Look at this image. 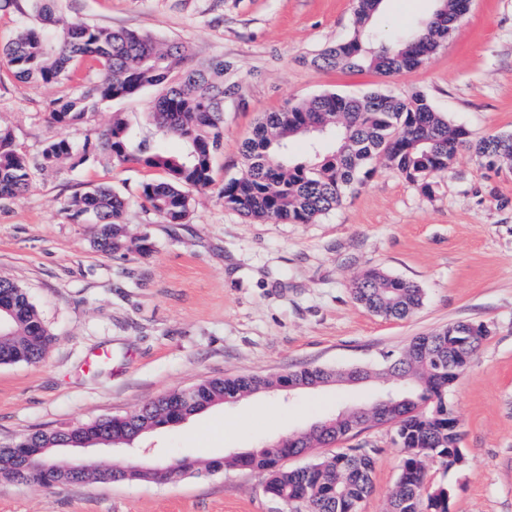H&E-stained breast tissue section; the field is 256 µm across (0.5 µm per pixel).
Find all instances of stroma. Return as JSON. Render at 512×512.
Instances as JSON below:
<instances>
[{"mask_svg": "<svg viewBox=\"0 0 512 512\" xmlns=\"http://www.w3.org/2000/svg\"><path fill=\"white\" fill-rule=\"evenodd\" d=\"M436 7L437 0H383L372 24L394 40L416 32ZM59 8L101 27L183 42L195 64L224 58L244 91L224 104L213 183L193 193L186 223H162L146 209L141 187L160 171L103 154L76 167L33 169L23 195L0 201V275L27 290L53 333L40 363L0 365V445L123 415L212 378L301 366L377 369L414 337L483 323L491 334L448 395L466 463L448 470L426 458L425 479L448 488V512H512V173L496 174L464 150L428 196L377 161L340 206L311 224L251 222L219 198L241 172L240 145L257 118L324 92L419 91L474 138L512 133V0H473L423 65L388 77L310 63L351 36L355 0H59ZM78 88L75 79L44 84L0 68V125L19 152L37 157L60 137L82 143L116 115L154 136L151 89L106 102L78 125L49 123L51 102ZM98 183L126 198L127 232L146 238L149 254L102 253L94 224L72 218L71 198ZM375 269L419 285L422 307L393 320L359 305L351 282ZM368 395L364 383L259 392L81 459L103 468L220 460L364 405ZM341 446L374 450V490L359 512H387L402 460L390 426L321 452ZM263 486L260 474L238 467L164 484L46 491L0 479V512H287Z\"/></svg>", "mask_w": 512, "mask_h": 512, "instance_id": "obj_1", "label": "stroma"}]
</instances>
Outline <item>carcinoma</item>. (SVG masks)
<instances>
[{
	"instance_id": "1",
	"label": "carcinoma",
	"mask_w": 512,
	"mask_h": 512,
	"mask_svg": "<svg viewBox=\"0 0 512 512\" xmlns=\"http://www.w3.org/2000/svg\"><path fill=\"white\" fill-rule=\"evenodd\" d=\"M56 2L0 0V10L31 12L40 19L39 27L25 28L0 45V63L19 78L45 84L72 78L79 64L89 65L93 77L85 79L78 93L49 107V120L61 128L81 122L107 101L154 89L153 125L159 135L178 140L182 149L165 152L116 116L96 139L78 146L61 137L32 160L14 148L10 131L0 126V200L24 194L35 167L49 169L65 161L76 166L104 153L116 164L137 163L162 171L163 178L142 186L144 206L165 224L186 223L192 207L189 190L203 191L213 182L212 158L224 141V102L240 90L239 84L224 82L232 63L215 57L189 67L188 48L181 42H160L148 33L112 30L77 17L65 20L57 14ZM381 3L356 0L353 35L322 50L311 63L322 69H368L381 75L414 69L452 35L472 6V0H440L441 22L435 24L429 18L415 34L396 44L382 40L370 27ZM299 137L310 139V150L307 158L295 160L288 154L289 143ZM466 147L473 148L490 170L512 168V134L474 143L464 127L450 124L421 92L405 97L382 92L362 97L323 93L265 113L241 143L243 168L224 182L220 198L224 207L250 220L310 224L335 209L378 158L430 195L435 178L448 172ZM125 208V199L103 184L87 187L68 205L74 219L85 214L95 217L94 244L100 251L149 253L152 245L147 239L128 235ZM351 293L368 311L392 319L410 316L424 300L417 284L382 271L357 278ZM0 306L6 309L0 364L40 362L52 334L27 292L3 276ZM461 330H468V324H452L413 338L381 372L396 381L407 378L406 386L397 393L384 388L371 395L369 411L338 415L328 427L311 428L294 440L278 438L256 452L228 457L224 465L245 464L262 474L266 493L286 503L288 512H354L355 504L373 488L374 458L368 450L343 448L300 468H288L283 460L305 448L337 442L369 421L390 423L403 458L389 512H448V489L426 484L423 459L434 456L447 469L465 463L459 452V422L448 415V391L471 363L483 338L476 336L469 346H459L456 336ZM353 373V369L345 374L315 366L274 379L257 375L212 379L195 385L192 403L170 392L129 414L79 422L72 431L25 434L0 447V475L13 481L28 478L26 459L34 449L43 448L53 473L63 481H94L99 469L87 467L74 478L55 449L91 437L133 439L185 420L204 405L240 399L274 385L341 383Z\"/></svg>"
}]
</instances>
